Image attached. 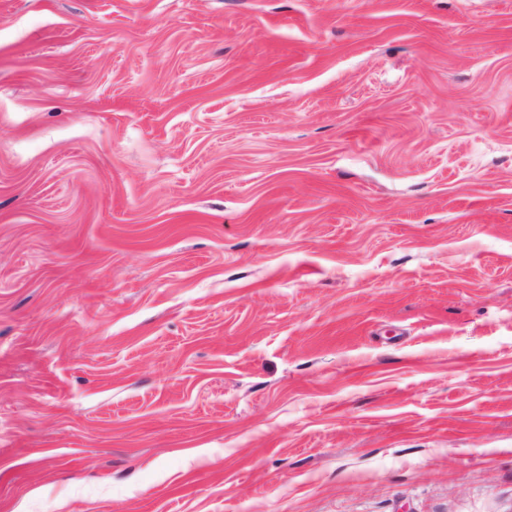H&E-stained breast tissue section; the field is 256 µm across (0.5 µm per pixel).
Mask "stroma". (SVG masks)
<instances>
[{
	"instance_id": "stroma-1",
	"label": "stroma",
	"mask_w": 512,
	"mask_h": 512,
	"mask_svg": "<svg viewBox=\"0 0 512 512\" xmlns=\"http://www.w3.org/2000/svg\"><path fill=\"white\" fill-rule=\"evenodd\" d=\"M0 512H512V0H0Z\"/></svg>"
}]
</instances>
